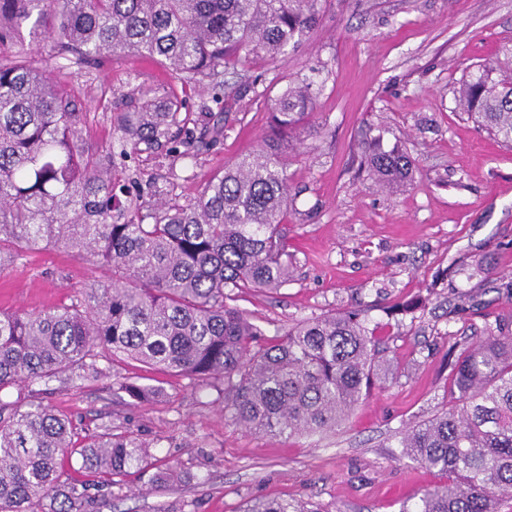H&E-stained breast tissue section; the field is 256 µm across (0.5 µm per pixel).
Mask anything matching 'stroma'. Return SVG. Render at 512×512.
Instances as JSON below:
<instances>
[{
	"label": "stroma",
	"instance_id": "35a3bbf8",
	"mask_svg": "<svg viewBox=\"0 0 512 512\" xmlns=\"http://www.w3.org/2000/svg\"><path fill=\"white\" fill-rule=\"evenodd\" d=\"M510 40L512 0H328L302 46L235 76L238 96L224 107L223 138L177 180L148 152L130 160L142 184L166 187L167 199L184 202L257 144L286 81L327 66L312 127L288 156L297 192L285 226L294 277L276 293L243 294L240 305L270 333L331 311H360L393 374L340 427L312 439L246 432L225 419L214 387L135 361L122 372L158 388L150 401L113 405L105 379L57 387L46 402L76 427L115 410L142 440H160L149 473L169 462L184 473L157 489L133 477L123 489L93 491L87 512H244L267 498L322 512H401L444 482L395 459L394 446L406 427L452 407L449 355H463L489 325L512 319V148L476 129L454 98L464 75ZM53 79L75 95L92 143L102 148L124 95L182 91L131 54ZM371 128L382 130L384 148L401 147L417 161L401 191L355 175ZM106 276L61 247L27 251L0 262V312L70 303ZM412 299L420 308L387 317L388 307Z\"/></svg>",
	"mask_w": 512,
	"mask_h": 512
}]
</instances>
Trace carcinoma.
Instances as JSON below:
<instances>
[{
	"label": "carcinoma",
	"instance_id": "carcinoma-1",
	"mask_svg": "<svg viewBox=\"0 0 512 512\" xmlns=\"http://www.w3.org/2000/svg\"><path fill=\"white\" fill-rule=\"evenodd\" d=\"M326 0H0V255L53 242L110 275L69 305L0 313V512H84L92 487L123 488L148 466L144 442L112 412L74 442L73 423L37 400L52 382L109 378L113 396L143 400L153 388L122 374L133 360L224 385V416L255 434L321 436L389 376L390 360L355 311L300 320L266 337L236 305L245 290L293 278L284 236L291 207L288 149L323 83L290 81L271 100L270 122L250 153L186 202L163 194L144 206L126 161L140 146L175 165L224 135L223 116L182 112L177 97L130 93L112 115V138L87 143V113L51 72L90 70L108 55L165 66L182 88L211 83L252 61L274 62L310 38ZM51 39L35 58L24 34ZM478 65L456 101L477 127L512 145V43ZM369 136L363 166L391 192L415 160ZM454 405L409 428L400 457L448 476L402 512H501L512 500V320L450 363ZM243 512H321L258 500Z\"/></svg>",
	"mask_w": 512,
	"mask_h": 512
}]
</instances>
